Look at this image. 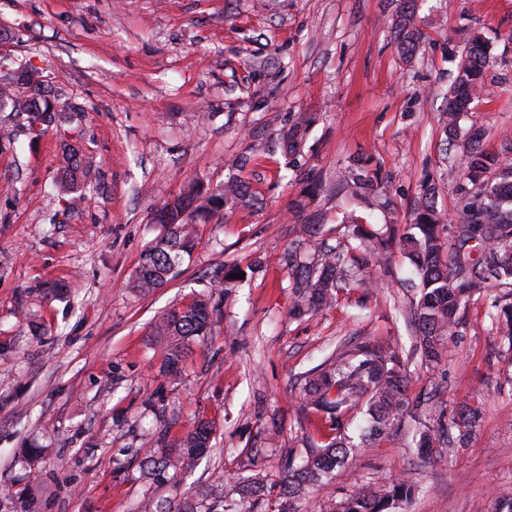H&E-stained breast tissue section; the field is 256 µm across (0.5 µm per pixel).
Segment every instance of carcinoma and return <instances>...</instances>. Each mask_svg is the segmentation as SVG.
Segmentation results:
<instances>
[{"label":"carcinoma","mask_w":512,"mask_h":512,"mask_svg":"<svg viewBox=\"0 0 512 512\" xmlns=\"http://www.w3.org/2000/svg\"><path fill=\"white\" fill-rule=\"evenodd\" d=\"M400 55L410 60L420 51L422 32L416 24L414 0H402L394 25ZM450 87L443 113L442 133L463 157L459 177L461 209L456 223L437 208L436 189L428 183L414 204L412 220L376 228L351 215L341 224L326 227L308 212L306 198L319 187L315 176L304 177L307 188L295 199L293 247L286 257L291 271V313L297 317L333 306L339 293L370 287L372 268L386 264L397 249L409 262L417 280L409 318L414 350L420 364L434 370L448 357L449 342L463 325L462 313L477 290L492 293L489 307L497 324V342L512 351V160L482 148L484 128L473 122L461 125L471 104L483 91L487 46L472 33ZM12 112L41 110L50 120L59 116L57 104L42 75L23 67L18 74L0 75V103ZM310 120L294 122L282 135L284 153L295 155ZM97 168L94 156L81 139L64 143L58 160L56 186L76 208ZM341 189L367 207L390 210L379 201L384 184L378 172L359 160L345 167ZM253 201L249 187L229 181L213 192L198 182L167 199L155 215L163 233L142 253L132 287L159 288L179 273L197 245V225L220 218L225 208ZM215 307L212 296L199 295L191 303L174 307L152 325L151 335L166 341L162 371L176 376L190 343L213 334ZM410 370L402 346L395 340H362L336 348L329 358L303 375L301 411L305 448L291 450L278 465L279 477L268 481L258 470L249 476L218 478L192 500L163 506L145 497L136 512H304L303 501L315 486L333 478L365 449L389 437L406 418L422 423L436 420L437 428L416 430L413 447L428 456L448 455L468 445L481 420L477 408L462 406L451 412L434 402L425 407L409 394ZM213 428L198 419L175 442L157 437L143 457L142 476L154 484H172L183 471L195 467L211 448ZM415 495V487L396 481L384 489L362 488L319 504V512H401ZM250 506H245V503Z\"/></svg>","instance_id":"carcinoma-1"}]
</instances>
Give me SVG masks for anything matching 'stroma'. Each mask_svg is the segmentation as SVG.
Segmentation results:
<instances>
[{"mask_svg":"<svg viewBox=\"0 0 512 512\" xmlns=\"http://www.w3.org/2000/svg\"><path fill=\"white\" fill-rule=\"evenodd\" d=\"M399 0H0V56L46 76L73 124L36 141L27 120L0 112V512L18 496L39 512H135L143 496L186 497L218 476L256 466L278 476V458L302 448L297 377L338 341L407 339L401 314L410 267L372 271L330 310L290 315L285 251L288 209L321 174L309 201L339 224L354 202L337 188L353 159L379 170L396 223H409L427 176L439 209L455 216L459 164L438 119L472 32L489 42L485 92L470 118L484 149L512 157V0H417L425 45L409 61L394 40ZM312 117L300 153L280 134ZM81 134L99 165L85 202L55 190L63 141ZM245 182L255 203L225 209L199 227V244L166 286L131 288L140 256L162 234L152 221L188 185ZM249 268L229 295L213 294V336L192 343L179 378L161 368L151 338L161 312L209 291L226 267ZM67 286L64 297L47 293ZM210 292V291H209ZM487 293L473 297L447 361L414 372L411 395L437 394L448 408L483 417L466 448L438 459L410 448V428L363 451L307 502L343 497L402 478L417 487L406 512H496L512 492V353L494 350ZM214 426L213 450L178 485L142 477L135 448L165 432L174 440L194 416ZM43 451L26 464L21 449Z\"/></svg>","mask_w":512,"mask_h":512,"instance_id":"stroma-1","label":"stroma"}]
</instances>
